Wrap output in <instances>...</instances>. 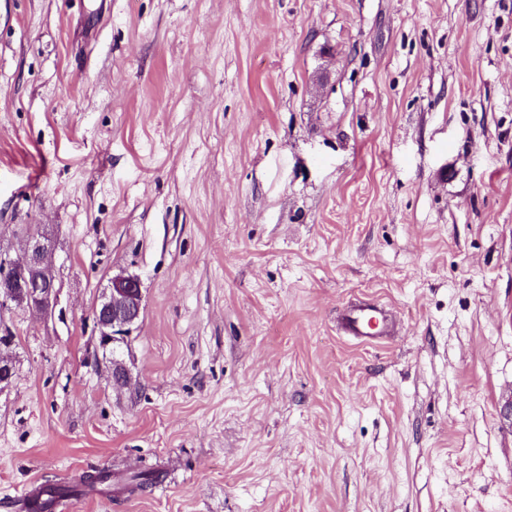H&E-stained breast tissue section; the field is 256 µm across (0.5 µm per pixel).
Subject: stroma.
<instances>
[{"mask_svg": "<svg viewBox=\"0 0 512 512\" xmlns=\"http://www.w3.org/2000/svg\"><path fill=\"white\" fill-rule=\"evenodd\" d=\"M29 224L0 512L140 460L72 512H512V0H0V251ZM50 256L47 238L35 232L26 235L21 259L13 260L0 252V311L13 303L43 316L51 313L60 285L54 276L44 273ZM143 309V291L138 277L117 274L110 278L94 311L100 347L111 366L112 384L129 379L125 361L115 354L114 345L127 344L137 328ZM343 333L361 342H371L390 330L383 310L375 305L349 309L343 318ZM166 476V470L159 465H139L129 473L128 478L117 489L130 493L145 492L149 488L156 487Z\"/></svg>", "mask_w": 512, "mask_h": 512, "instance_id": "35a3bbf8", "label": "stroma"}]
</instances>
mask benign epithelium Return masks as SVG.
Instances as JSON below:
<instances>
[{
    "label": "benign epithelium",
    "instance_id": "1",
    "mask_svg": "<svg viewBox=\"0 0 512 512\" xmlns=\"http://www.w3.org/2000/svg\"><path fill=\"white\" fill-rule=\"evenodd\" d=\"M51 256L45 236L32 232L25 237L24 255L18 260L0 252V310L9 304L24 305L46 316L51 313L60 291L55 277L47 276L43 266ZM143 309V291L138 277L117 274L110 278L94 311V323L103 351L110 354L112 381L129 379L125 361L114 346L128 343L137 328Z\"/></svg>",
    "mask_w": 512,
    "mask_h": 512
}]
</instances>
